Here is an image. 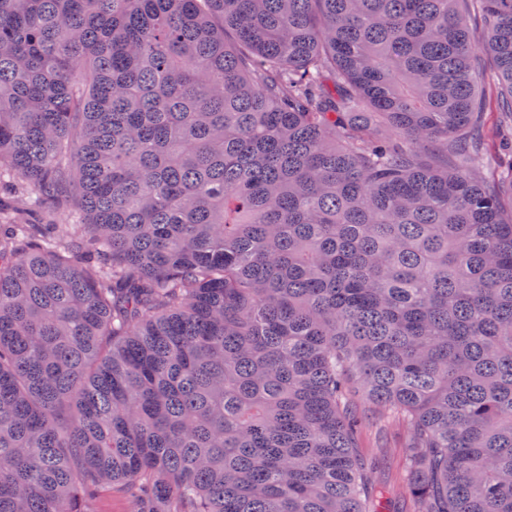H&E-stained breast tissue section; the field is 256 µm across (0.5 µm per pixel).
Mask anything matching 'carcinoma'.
<instances>
[{
	"instance_id": "obj_1",
	"label": "carcinoma",
	"mask_w": 512,
	"mask_h": 512,
	"mask_svg": "<svg viewBox=\"0 0 512 512\" xmlns=\"http://www.w3.org/2000/svg\"><path fill=\"white\" fill-rule=\"evenodd\" d=\"M477 2L485 28L466 15ZM512 0H0V512H512ZM481 88L487 95V105L485 108L482 133L486 139L490 141H496L507 134V132L503 130L499 124L500 98H497V96L500 97V90L496 79L494 84H492L490 87L482 83ZM363 427L359 450L376 462L375 482L382 487L395 510L407 508L405 489L400 481V468L406 452L404 431L396 424H388L371 418L366 412L362 416Z\"/></svg>"
}]
</instances>
